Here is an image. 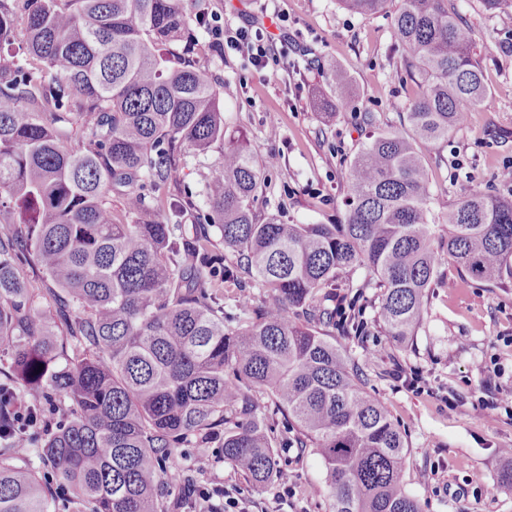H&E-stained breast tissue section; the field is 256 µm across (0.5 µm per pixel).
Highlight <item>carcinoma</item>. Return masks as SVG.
<instances>
[{
  "label": "carcinoma",
  "mask_w": 512,
  "mask_h": 512,
  "mask_svg": "<svg viewBox=\"0 0 512 512\" xmlns=\"http://www.w3.org/2000/svg\"><path fill=\"white\" fill-rule=\"evenodd\" d=\"M338 4L393 15L419 92L404 128L353 156L340 222L285 224L255 212L261 167L244 137L226 136L216 86L171 60L179 43L196 53L203 0H0V224L15 225L0 235V512H169L159 487L176 482L175 449L212 443L255 488L275 480L274 448H309L331 512H420L401 483L403 436L336 333L360 335L373 288L378 322L406 343L444 261L512 279V198L432 207L424 149L489 99L473 32L448 0ZM19 31L24 58L4 57ZM352 103L348 75L331 68L321 123ZM77 129L82 151L66 147ZM187 148L220 149L198 196L222 251L185 233L200 212L177 181ZM120 188L129 223L106 207ZM232 285L258 289V304L227 303ZM37 389L73 415L39 449L61 503L12 462L14 408Z\"/></svg>",
  "instance_id": "1"
}]
</instances>
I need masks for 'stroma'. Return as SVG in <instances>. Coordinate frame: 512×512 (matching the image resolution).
<instances>
[{
	"mask_svg": "<svg viewBox=\"0 0 512 512\" xmlns=\"http://www.w3.org/2000/svg\"><path fill=\"white\" fill-rule=\"evenodd\" d=\"M474 33V52L490 88L487 105L470 112L447 142L425 150L433 175L434 207L445 212L472 191L511 196L497 173L512 165V16L486 13L480 0H448ZM208 12L231 26H258L292 48L279 79L245 65L234 52L195 56L221 90L224 127L242 134L263 168L255 204L259 215L286 224H332L342 214L346 162L380 126L403 121L418 87L402 67L404 50L390 18H362L337 0H206ZM350 78L354 104L322 129L312 100L328 81L329 65ZM277 140H269L270 128ZM374 306L363 317L370 336H337L367 377L366 387L397 422L407 447L402 484L421 512H512V485L502 449L512 448V280L491 284L440 265L421 322L406 347L393 345ZM417 371L429 389L409 390L399 371ZM496 409H489V402ZM194 448L177 449L181 477L224 489L249 512H329L328 486L318 456L279 448L295 492L280 501L277 487L256 489L223 458L205 473Z\"/></svg>",
	"mask_w": 512,
	"mask_h": 512,
	"instance_id": "35a3bbf8",
	"label": "stroma"
}]
</instances>
